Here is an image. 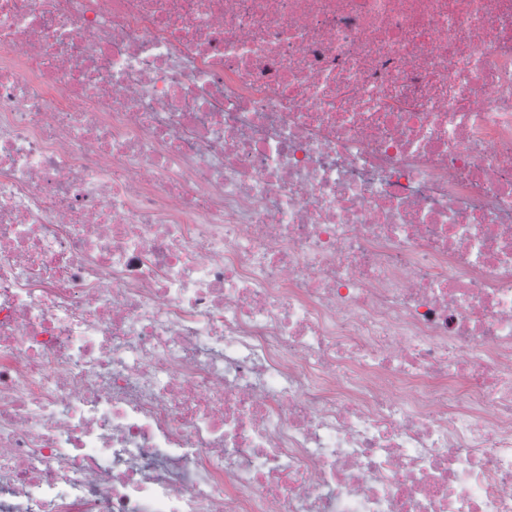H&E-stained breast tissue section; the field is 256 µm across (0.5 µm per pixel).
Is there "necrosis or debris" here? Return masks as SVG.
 Masks as SVG:
<instances>
[{"label":"necrosis or debris","mask_w":512,"mask_h":512,"mask_svg":"<svg viewBox=\"0 0 512 512\" xmlns=\"http://www.w3.org/2000/svg\"><path fill=\"white\" fill-rule=\"evenodd\" d=\"M0 512H512V0H0Z\"/></svg>","instance_id":"1"}]
</instances>
